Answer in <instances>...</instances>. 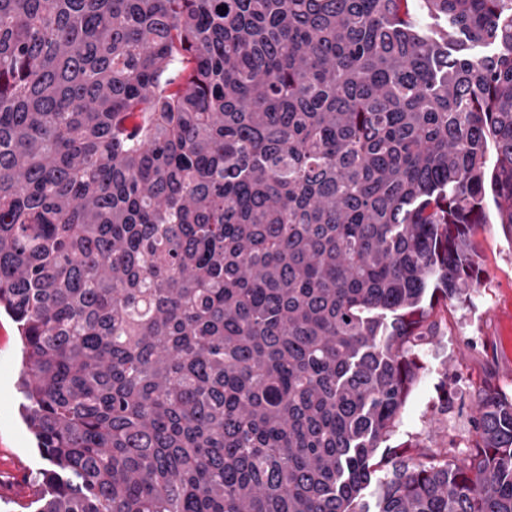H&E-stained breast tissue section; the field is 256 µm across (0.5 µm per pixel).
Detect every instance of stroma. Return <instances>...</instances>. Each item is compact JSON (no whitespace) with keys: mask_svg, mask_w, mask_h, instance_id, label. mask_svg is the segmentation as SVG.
<instances>
[{"mask_svg":"<svg viewBox=\"0 0 512 512\" xmlns=\"http://www.w3.org/2000/svg\"><path fill=\"white\" fill-rule=\"evenodd\" d=\"M484 271L480 287L438 313V331L417 354L423 364L390 447L419 443L466 455L473 443L476 395L494 386L512 398V238L500 225L484 224L474 235ZM20 339L14 323L0 315V480L10 474L11 456L25 459L31 472L45 468L23 424L17 380ZM449 395L441 404V395Z\"/></svg>","mask_w":512,"mask_h":512,"instance_id":"stroma-1","label":"stroma"}]
</instances>
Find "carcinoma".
I'll return each instance as SVG.
<instances>
[{"mask_svg":"<svg viewBox=\"0 0 512 512\" xmlns=\"http://www.w3.org/2000/svg\"><path fill=\"white\" fill-rule=\"evenodd\" d=\"M478 46L496 52L477 55ZM512 236V0H0V311L35 512H512V400L388 455ZM386 470L382 467L377 469L371 476L369 483L361 493V507L364 511L377 512V504L381 492L382 484L385 481Z\"/></svg>","mask_w":512,"mask_h":512,"instance_id":"1","label":"carcinoma"}]
</instances>
